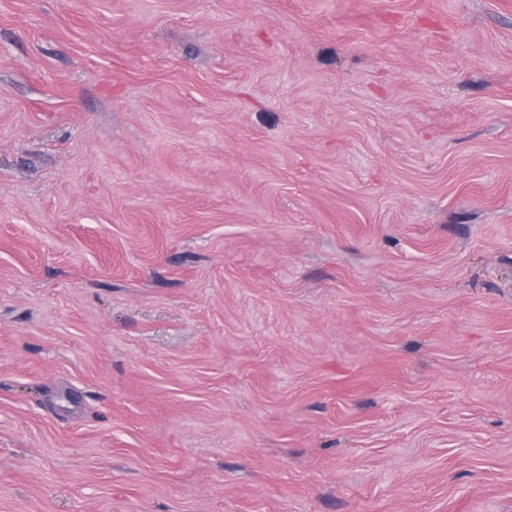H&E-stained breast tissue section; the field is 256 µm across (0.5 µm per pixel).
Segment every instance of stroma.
<instances>
[{"instance_id": "1", "label": "stroma", "mask_w": 512, "mask_h": 512, "mask_svg": "<svg viewBox=\"0 0 512 512\" xmlns=\"http://www.w3.org/2000/svg\"><path fill=\"white\" fill-rule=\"evenodd\" d=\"M0 512H512V0H0Z\"/></svg>"}]
</instances>
